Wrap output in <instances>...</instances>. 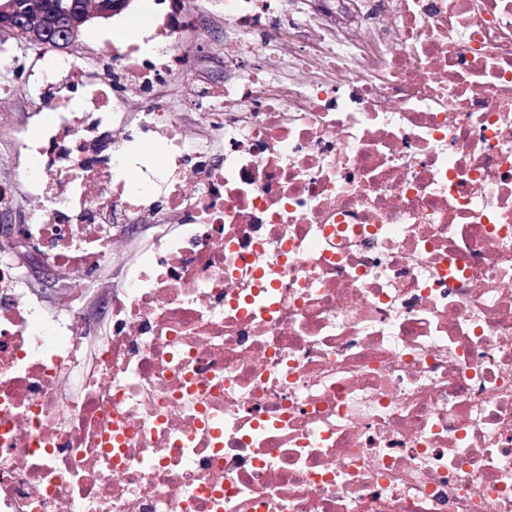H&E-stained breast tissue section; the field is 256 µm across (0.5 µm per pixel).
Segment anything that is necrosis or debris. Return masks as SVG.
I'll use <instances>...</instances> for the list:
<instances>
[{"label":"necrosis or debris","instance_id":"necrosis-or-debris-1","mask_svg":"<svg viewBox=\"0 0 512 512\" xmlns=\"http://www.w3.org/2000/svg\"><path fill=\"white\" fill-rule=\"evenodd\" d=\"M153 6L113 83L28 85L0 512H512V0H198L190 45ZM121 224L161 232L108 335L19 287L23 250L95 283Z\"/></svg>","mask_w":512,"mask_h":512}]
</instances>
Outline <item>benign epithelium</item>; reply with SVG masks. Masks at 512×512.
I'll list each match as a JSON object with an SVG mask.
<instances>
[{"label":"benign epithelium","instance_id":"1","mask_svg":"<svg viewBox=\"0 0 512 512\" xmlns=\"http://www.w3.org/2000/svg\"><path fill=\"white\" fill-rule=\"evenodd\" d=\"M133 0H71L55 11L31 14L33 0H0V31L26 49L37 50L49 44L50 36L61 28L64 35L55 41V49L67 51L95 23L108 20L128 9Z\"/></svg>","mask_w":512,"mask_h":512}]
</instances>
